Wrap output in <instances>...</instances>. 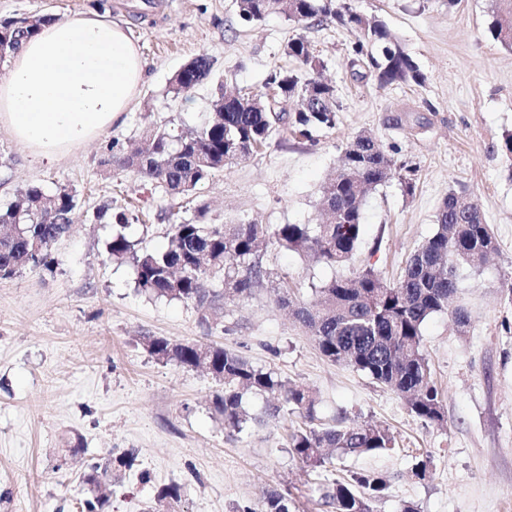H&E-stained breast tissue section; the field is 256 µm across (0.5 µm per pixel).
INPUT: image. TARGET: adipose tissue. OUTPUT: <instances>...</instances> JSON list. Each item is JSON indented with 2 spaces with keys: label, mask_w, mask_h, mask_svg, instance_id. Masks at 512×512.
<instances>
[{
  "label": "adipose tissue",
  "mask_w": 512,
  "mask_h": 512,
  "mask_svg": "<svg viewBox=\"0 0 512 512\" xmlns=\"http://www.w3.org/2000/svg\"><path fill=\"white\" fill-rule=\"evenodd\" d=\"M144 69L127 28L92 13L54 20L10 59L0 125L52 161L97 139L132 107Z\"/></svg>",
  "instance_id": "obj_1"
}]
</instances>
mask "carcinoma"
I'll return each instance as SVG.
<instances>
[{"instance_id":"obj_1","label":"carcinoma","mask_w":512,"mask_h":512,"mask_svg":"<svg viewBox=\"0 0 512 512\" xmlns=\"http://www.w3.org/2000/svg\"><path fill=\"white\" fill-rule=\"evenodd\" d=\"M492 2V35L512 50V0ZM236 14L245 24L261 22L270 15L298 25L336 24L354 36L348 50L354 80L368 79L364 67L372 65L382 86L425 84V74L384 23L353 11L339 0H236ZM51 21L53 17L47 15L0 19V48L7 53L19 50L26 39ZM285 53L298 63V69L270 71L266 85L276 90L274 96L223 93L212 102L211 116L202 126L186 134H175L163 125L149 126L134 145L112 141L101 165L133 171L166 192L189 200L201 182L260 150L282 125L300 140L316 141L318 133L336 127L340 110L336 88L318 77L324 62L303 37L289 40ZM211 75V60L201 54L175 73L171 92H188ZM388 122L410 123L417 129L431 124L430 118L414 117L409 111L388 118ZM415 175L416 168L400 160L396 149L385 147L370 135L357 134L342 147L336 176L322 187L321 204L327 218L316 224H209L204 222L208 206L201 203L194 208L192 219L170 215L172 224L161 249L143 250L124 233L134 219L129 210H116L106 202L97 208L95 219L118 226L107 253L116 262L132 263L140 292L157 299L194 303L204 310L201 321L207 323L205 310L216 300H243L262 281L275 283L282 290L278 303L291 309L295 322L314 338L326 359L390 389L415 417L442 424L447 421L445 405L432 379L422 327L430 316L447 310L457 326L468 325L466 309L450 308L458 289V269L464 264L478 267L496 251L489 225L469 195L448 193L436 215L435 233L418 246L395 282L384 280L379 271L365 266L350 276L311 285L315 299L304 303L290 295L287 275L263 267L259 255L262 244L275 242L327 267L349 265L359 245L367 195L393 180L410 195ZM75 207V195L68 188L49 196L36 185L27 186L14 201L0 206V279L11 278L23 269L54 264L51 249L56 235L67 233ZM144 346L157 359L173 361L182 368H208L222 385L214 404L229 433H240L261 422L246 408L248 395L277 400L265 408L268 416L297 413L309 422L315 419L313 391L284 382L273 371L258 368L220 345L147 336ZM289 448L316 472L325 465L326 448L346 456H363L389 453L395 442L386 428L353 422L294 431L289 436ZM133 459V452L127 451L95 467L86 475V483L97 490L100 500H107L112 470L129 465ZM386 489L384 477L354 472L324 485L322 499L335 512H373L372 502ZM264 512H289L288 494L267 492Z\"/></svg>"}]
</instances>
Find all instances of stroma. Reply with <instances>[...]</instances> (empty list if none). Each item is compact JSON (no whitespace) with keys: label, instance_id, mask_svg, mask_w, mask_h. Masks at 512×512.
Segmentation results:
<instances>
[{"label":"stroma","instance_id":"stroma-1","mask_svg":"<svg viewBox=\"0 0 512 512\" xmlns=\"http://www.w3.org/2000/svg\"><path fill=\"white\" fill-rule=\"evenodd\" d=\"M94 0H0V18L48 14L78 18ZM382 20L426 74L423 86L353 81L352 34L339 26H299L278 16L246 25L235 0H107L112 20L129 28L146 80L122 123L48 163L0 129V205L20 189L46 194L67 187L78 200L70 232L54 244L56 265L0 279V512H80L93 495L83 480L91 466L134 451L116 470L101 512H261L267 491L289 493L291 512H327L320 485L353 472L387 476L374 512H512V169L497 151L512 130V51L493 39L492 0H346ZM303 36L324 61L340 112L316 143L279 129L249 159L214 172L197 190L215 224H313L321 187L343 142L369 132L416 164L413 195L398 182L372 191L364 205L354 264L397 280L419 244L435 231L449 190L473 197L490 224L498 253L459 271L457 302L466 328L438 313L422 328L433 378L446 405L445 426L410 413L392 391L325 359L311 336L279 306L270 283L241 302H221L209 325L195 304L139 292L129 263L107 256L113 225L93 221L104 201L134 204L147 215L127 235L143 249L161 246L170 214L189 218L186 199L131 172L99 161L112 140L139 139L152 122L181 132L201 124L219 90L257 93L268 73L293 67L284 53ZM208 54L212 80L174 97L172 76ZM433 108L425 130L391 126L387 115ZM263 267L287 274L296 298L311 302V284L334 272L268 244ZM147 336L214 343L282 380L313 389L319 424L337 419L388 427L397 440L383 455L333 459L308 471L291 453L292 431L304 419L285 416L228 435L213 408L218 383L205 369L163 363L143 345ZM431 476L410 475L415 457ZM178 484L177 502H158L160 486Z\"/></svg>","mask_w":512,"mask_h":512}]
</instances>
